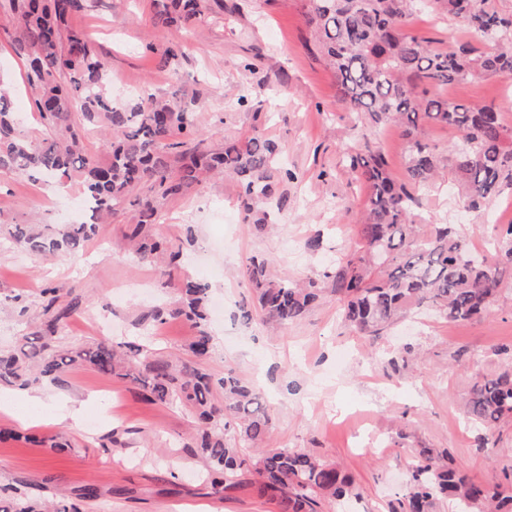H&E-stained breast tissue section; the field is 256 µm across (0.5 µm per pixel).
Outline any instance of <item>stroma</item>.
<instances>
[{
	"mask_svg": "<svg viewBox=\"0 0 512 512\" xmlns=\"http://www.w3.org/2000/svg\"><path fill=\"white\" fill-rule=\"evenodd\" d=\"M165 0H85L70 23L86 30L107 64L112 96L136 92L187 103L205 133L204 149L218 152L230 138L261 130L278 142L295 174L279 190L287 198L279 224L257 236L244 222L234 178L205 181L168 199L158 231L183 250L182 274L211 286L224 308L209 314L214 348L204 369L214 378L231 372L260 395L271 422L269 443L296 448L340 466L357 498L349 512H392L406 493L417 449L449 454L476 478L512 472V424L495 443L480 446L481 430L467 421L464 403L475 372L494 374L512 359V268L501 271L498 312L481 322L451 323L432 311L369 338L341 318L336 273L359 243L367 195L350 172L347 152L362 136L402 172L405 140L386 126L367 133L352 126L338 102L336 82L313 49L305 0H221L198 22L158 29ZM414 31L448 49L465 30L446 17L417 15ZM22 35L0 10V79L14 87L20 130L43 135L32 111L34 89L26 63L11 48ZM176 58H165L166 48ZM247 103H239L241 92ZM474 104L503 102L512 80L475 79L449 88ZM419 212L430 223L459 225L473 248L492 241L512 222V193L489 214L459 208L453 175L421 193ZM83 203L78 186L61 194L47 183L0 175V222L69 224ZM137 213L126 206L102 225L81 259L61 253L40 261L0 245V351L18 348L40 327L41 292L73 293L79 308L65 321L64 345L144 344L156 357L181 356L194 329L182 318L157 324L144 312L173 303L177 293L152 264L135 261L123 243ZM321 241L318 251L306 242ZM260 254L275 273L314 280L319 301L298 321L270 329L251 307L243 276L248 257ZM252 310L243 318V307ZM39 389L48 407L65 398L89 402L82 429L64 423L29 428L0 414V498L50 499L85 485L98 495L83 512H277L251 483L218 496L205 487L206 464L190 447L187 412L149 404L126 381L85 364L61 383ZM67 434L70 450L56 452L40 439Z\"/></svg>",
	"mask_w": 512,
	"mask_h": 512,
	"instance_id": "stroma-1",
	"label": "stroma"
}]
</instances>
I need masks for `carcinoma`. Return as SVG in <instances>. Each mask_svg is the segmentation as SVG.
<instances>
[{
	"instance_id": "1",
	"label": "carcinoma",
	"mask_w": 512,
	"mask_h": 512,
	"mask_svg": "<svg viewBox=\"0 0 512 512\" xmlns=\"http://www.w3.org/2000/svg\"><path fill=\"white\" fill-rule=\"evenodd\" d=\"M5 2L23 27L12 47L25 58L28 83L38 90L33 107L44 135L35 143L18 131L12 94L0 86V173L53 180L61 187L76 178L91 215L87 222L54 228L0 224V240L37 260L59 253L78 257L102 221L146 185L149 194L137 202L139 219L129 235L131 251L139 261L163 263L170 276L182 250L157 232L160 203L209 173L237 179L240 206L255 234L278 223L286 198L277 194V185L295 174L283 165L276 142L254 130L225 141L220 153L203 150L187 104L152 96L126 104L112 100L106 65L90 36L69 24L71 15L84 8L82 0ZM209 2L169 0L157 24L199 20ZM421 11L448 16L467 29L469 39L448 51L432 47L411 28L412 17ZM305 19L354 126L396 125L406 140L400 174L367 139L347 154L352 172L367 186L368 204L361 244L339 272L345 322L380 336L394 321L423 307L454 323L491 317L502 288L499 262L512 263V222L501 228L494 251L482 253L455 225L423 223L416 207L417 194L442 170L454 174L461 201L472 211L487 210L495 198L512 192V127L503 122L512 99L471 105L441 93L445 86L477 78L512 77V12H500L496 0H306ZM93 125L112 136L106 161L87 148ZM432 126L454 131L447 151L426 141ZM180 160L177 171L173 162ZM243 275L259 312L276 325L299 320L322 292L314 280L301 284L275 276L265 258H250ZM178 288L174 307L154 310L147 318L161 323L182 317L191 323L195 335L186 358L158 359L141 344L122 350L105 343L67 349L59 331L79 306L78 298L64 304L59 289L46 288L39 334L14 352L0 354V386L56 381L85 363L128 380L142 400L178 405L198 420L193 447L207 462L212 494L238 485L248 474L278 512H326L349 495L353 482L337 467L301 450L259 447L270 431L259 395L231 372L215 382L199 368L213 350L207 325L211 286L185 277ZM465 413L482 428L483 446L495 439L502 424L512 422V361L492 376H475ZM229 419L237 426L233 439L225 434ZM253 447L257 453H244ZM95 497V488L87 485L47 510L19 499L0 500V512H81L78 502ZM438 497L451 501L456 512H512V485L495 476L476 479L451 457L422 448L409 488L393 512H431Z\"/></svg>"
}]
</instances>
